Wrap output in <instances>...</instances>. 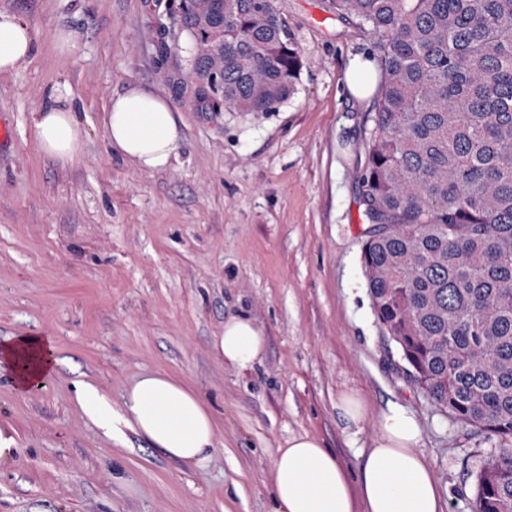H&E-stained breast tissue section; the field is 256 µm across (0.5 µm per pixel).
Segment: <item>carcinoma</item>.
<instances>
[{
    "label": "carcinoma",
    "instance_id": "carcinoma-1",
    "mask_svg": "<svg viewBox=\"0 0 512 512\" xmlns=\"http://www.w3.org/2000/svg\"><path fill=\"white\" fill-rule=\"evenodd\" d=\"M378 63L358 195L377 320L408 374L498 447L476 512H512V0H330ZM196 98L271 112L301 58L275 0H173Z\"/></svg>",
    "mask_w": 512,
    "mask_h": 512
}]
</instances>
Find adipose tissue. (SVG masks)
Listing matches in <instances>:
<instances>
[{
    "label": "adipose tissue",
    "mask_w": 512,
    "mask_h": 512,
    "mask_svg": "<svg viewBox=\"0 0 512 512\" xmlns=\"http://www.w3.org/2000/svg\"><path fill=\"white\" fill-rule=\"evenodd\" d=\"M33 49L29 24L0 10V73L12 71ZM34 126L47 158L75 159L85 131L70 109L41 108ZM102 128L112 149L151 171L168 165L183 138L171 103L135 85L112 96ZM265 346L264 333L244 317L226 320L214 343L225 362L242 371L253 368ZM0 364L10 366L18 391H27L55 373L53 341L47 336L5 338L0 341ZM118 422L167 458L192 468H205L217 447L216 422L204 400L184 382L160 373L134 382ZM420 440L415 417L402 406H390L378 419L372 448L352 473L320 438L290 435L272 464L273 512H445L441 488L416 451Z\"/></svg>",
    "instance_id": "obj_1"
}]
</instances>
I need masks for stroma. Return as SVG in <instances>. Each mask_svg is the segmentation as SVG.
I'll use <instances>...</instances> for the list:
<instances>
[{"label":"stroma","mask_w":512,"mask_h":512,"mask_svg":"<svg viewBox=\"0 0 512 512\" xmlns=\"http://www.w3.org/2000/svg\"><path fill=\"white\" fill-rule=\"evenodd\" d=\"M170 0H0L28 22L35 52L0 74V340L52 336L58 366L18 393L0 365V512H272L271 465L293 433L323 439L349 470L387 405L411 412L417 451L446 512H475L492 448L410 379L375 316L361 259L357 191L370 100L348 91L350 58L370 44L328 0H276L302 61L296 93L271 112H210L186 53H162ZM76 55L53 47L55 30ZM135 84L178 110L184 139L147 171L112 150L102 117ZM69 106L86 136L73 163L47 159L41 107ZM266 338L246 372L214 342L233 316ZM179 379L221 428L208 468L169 460L140 435L101 428L82 409L92 385L108 414L142 373ZM359 393L351 432L336 407Z\"/></svg>","instance_id":"stroma-1"}]
</instances>
